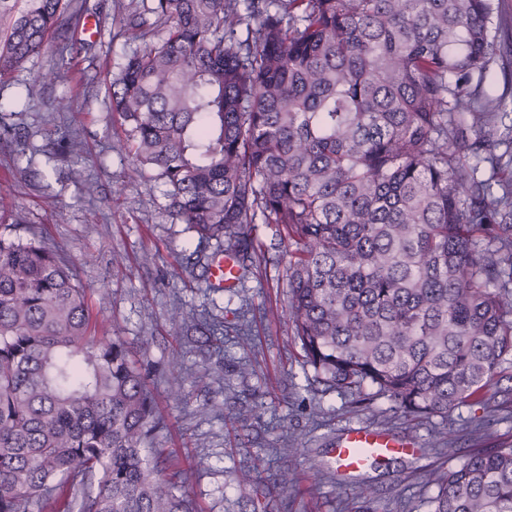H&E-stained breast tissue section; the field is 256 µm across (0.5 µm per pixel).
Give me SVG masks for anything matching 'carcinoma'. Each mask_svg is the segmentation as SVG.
Masks as SVG:
<instances>
[{
	"label": "carcinoma",
	"instance_id": "1",
	"mask_svg": "<svg viewBox=\"0 0 512 512\" xmlns=\"http://www.w3.org/2000/svg\"><path fill=\"white\" fill-rule=\"evenodd\" d=\"M135 45L112 76L130 176L238 267L256 224L288 243L285 317L328 387L404 416L512 408V126L470 89L493 0H123ZM87 0H0V79L75 35ZM155 16L151 22L145 13ZM247 24L246 37L238 30ZM468 114L481 136L465 139ZM485 164L488 176L480 174ZM167 423L86 288L31 236L0 235V512H196ZM278 485L300 489L293 464ZM431 512H512V445L475 448Z\"/></svg>",
	"mask_w": 512,
	"mask_h": 512
}]
</instances>
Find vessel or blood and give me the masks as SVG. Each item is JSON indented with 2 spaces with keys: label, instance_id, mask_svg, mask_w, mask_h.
<instances>
[{
  "label": "vessel or blood",
  "instance_id": "1",
  "mask_svg": "<svg viewBox=\"0 0 512 512\" xmlns=\"http://www.w3.org/2000/svg\"><path fill=\"white\" fill-rule=\"evenodd\" d=\"M234 273V260L231 256L224 255L213 261L212 281L215 285H233ZM415 453L412 441H398L375 427L359 425L348 428L337 441L334 457L339 471L362 473L379 458L393 454L412 456Z\"/></svg>",
  "mask_w": 512,
  "mask_h": 512
}]
</instances>
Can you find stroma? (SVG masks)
I'll return each instance as SVG.
<instances>
[{"label":"stroma","instance_id":"35a3bbf8","mask_svg":"<svg viewBox=\"0 0 512 512\" xmlns=\"http://www.w3.org/2000/svg\"><path fill=\"white\" fill-rule=\"evenodd\" d=\"M492 48L471 87L493 101L512 124V0H495ZM92 35L52 38L10 77L0 80V114L13 126L0 141V184L23 220L55 244L87 292L90 311L107 331L125 341L153 389L168 423L159 441L173 451L184 487L199 512H430L436 487L421 470L455 469L438 440L448 436L461 453L512 444V413L489 416L464 405L447 420L409 421L386 397L361 399L326 389L287 323L265 320V308L286 309L287 244H274L260 227L264 259L242 287L218 291L195 265L198 241L165 211L162 187L152 172L132 179L130 157L114 129L110 78L132 47L120 30L116 0H88ZM83 148L84 183L73 181L64 146ZM121 255L122 264L112 262ZM189 315L172 324L173 308ZM224 322L223 347L200 320ZM246 325L251 348L236 342ZM181 386H172V377ZM253 409L259 419L235 422ZM367 424L396 437L411 436L416 458L396 456L375 464L362 478H337L332 444L347 428ZM307 480L308 493L290 496L274 486L288 461ZM261 464L259 480L237 481L240 470ZM376 497L365 505L359 482Z\"/></svg>","mask_w":512,"mask_h":512}]
</instances>
